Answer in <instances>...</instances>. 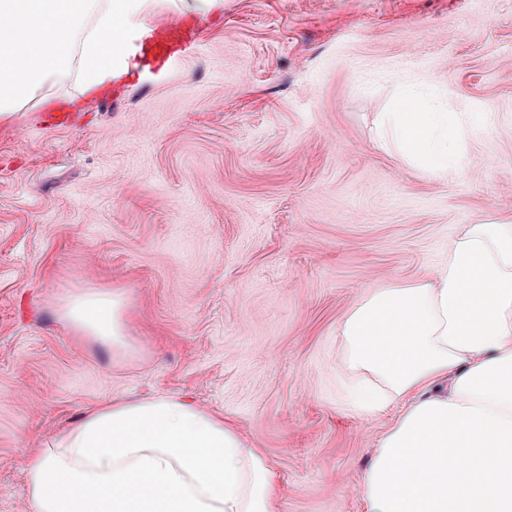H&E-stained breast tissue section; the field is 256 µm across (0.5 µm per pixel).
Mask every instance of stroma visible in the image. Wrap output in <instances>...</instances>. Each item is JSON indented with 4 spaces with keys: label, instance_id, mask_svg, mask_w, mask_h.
<instances>
[{
    "label": "stroma",
    "instance_id": "obj_1",
    "mask_svg": "<svg viewBox=\"0 0 512 512\" xmlns=\"http://www.w3.org/2000/svg\"><path fill=\"white\" fill-rule=\"evenodd\" d=\"M163 79L0 119V512L21 449L112 399L223 411L266 455L278 512H364L394 413L349 403L345 317L416 282L461 225L512 218V0H222ZM469 126L458 171L380 134L399 88ZM124 292L130 345L74 333L72 291Z\"/></svg>",
    "mask_w": 512,
    "mask_h": 512
}]
</instances>
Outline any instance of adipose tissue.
I'll use <instances>...</instances> for the list:
<instances>
[{"label":"adipose tissue","mask_w":512,"mask_h":512,"mask_svg":"<svg viewBox=\"0 0 512 512\" xmlns=\"http://www.w3.org/2000/svg\"><path fill=\"white\" fill-rule=\"evenodd\" d=\"M156 0H0V119L49 82L111 89ZM383 125L414 169L448 178L461 124L401 93ZM120 292L59 307L78 334L126 344ZM363 412L394 408L360 487L365 512H512V230L466 224L433 276L372 294L342 322ZM24 512H276L260 449L223 414L176 396L116 401L23 449Z\"/></svg>","instance_id":"adipose-tissue-1"}]
</instances>
